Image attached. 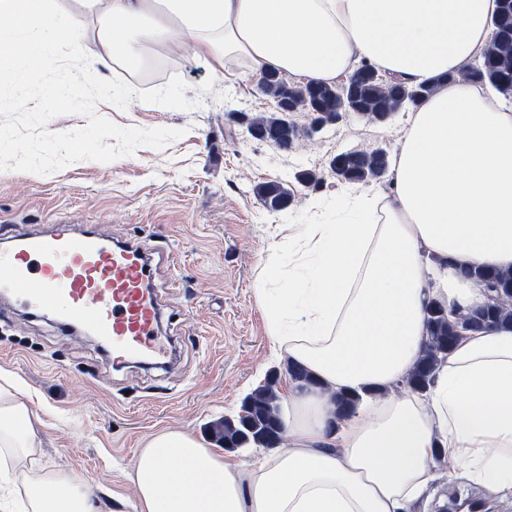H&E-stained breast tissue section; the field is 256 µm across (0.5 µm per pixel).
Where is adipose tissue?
Wrapping results in <instances>:
<instances>
[{"label":"adipose tissue","instance_id":"obj_1","mask_svg":"<svg viewBox=\"0 0 512 512\" xmlns=\"http://www.w3.org/2000/svg\"><path fill=\"white\" fill-rule=\"evenodd\" d=\"M74 2L0 0V87L17 107L42 106L62 37L95 67L116 56L139 70L144 47L185 33L193 56H240L255 72L330 84L363 61L436 87L407 118L392 204L347 190L335 220L303 225L289 249L272 243L258 267L271 346L317 379L291 382L281 400L287 448L239 461L156 432L130 476L135 512H413L439 462L490 497L512 494V326L463 336L425 392L399 387L426 344L430 303H486L465 267L512 271V102L459 77L493 38L497 0ZM339 391L360 396L340 420ZM40 425L1 373L0 448L30 458ZM23 489L21 512H98L63 472Z\"/></svg>","mask_w":512,"mask_h":512}]
</instances>
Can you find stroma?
<instances>
[{
	"label": "stroma",
	"mask_w": 512,
	"mask_h": 512,
	"mask_svg": "<svg viewBox=\"0 0 512 512\" xmlns=\"http://www.w3.org/2000/svg\"><path fill=\"white\" fill-rule=\"evenodd\" d=\"M173 74L187 85L189 109L132 100L126 109L100 106L121 126L181 128L183 137L156 149L102 164L74 162L49 174L0 171V249L6 238L96 229L109 243L139 242L153 257L151 288L162 306L156 334L171 352L142 366L117 363L95 337L64 333L54 319L0 296V371L18 377L20 390L44 421L41 446L16 483L52 471L81 481L101 512L112 495L132 497L127 479L145 440L165 428L182 429L222 452L211 426L237 415L242 400L284 363L273 357L256 299L257 265L279 225L332 218L344 183L329 171L340 152L395 151L407 120L384 124L349 115L280 150L252 139L231 113H270L272 99L258 76L241 79L250 64L229 57L219 69L176 54ZM303 170L323 173L320 188L300 184ZM278 181L293 203L266 209L254 186ZM480 486L436 465L433 492L414 512H447L452 498L482 495Z\"/></svg>",
	"instance_id": "stroma-1"
}]
</instances>
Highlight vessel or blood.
<instances>
[{
    "label": "vessel or blood",
    "instance_id": "1",
    "mask_svg": "<svg viewBox=\"0 0 512 512\" xmlns=\"http://www.w3.org/2000/svg\"><path fill=\"white\" fill-rule=\"evenodd\" d=\"M139 246H108L93 232L29 235L0 252V294L56 313L62 327L90 326L116 359L154 349L158 302Z\"/></svg>",
    "mask_w": 512,
    "mask_h": 512
}]
</instances>
